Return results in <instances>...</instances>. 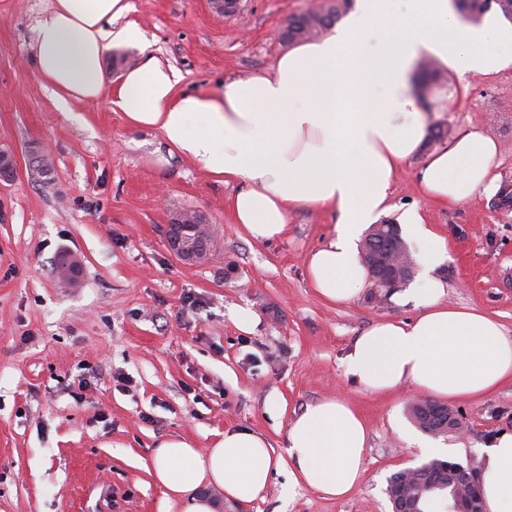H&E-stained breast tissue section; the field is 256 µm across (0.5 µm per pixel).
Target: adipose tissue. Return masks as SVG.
Masks as SVG:
<instances>
[{
    "label": "adipose tissue",
    "mask_w": 512,
    "mask_h": 512,
    "mask_svg": "<svg viewBox=\"0 0 512 512\" xmlns=\"http://www.w3.org/2000/svg\"><path fill=\"white\" fill-rule=\"evenodd\" d=\"M128 11L127 0H53L37 23L39 76L61 97H99L106 53L114 43L144 39L133 23L113 30ZM369 38L377 41L371 52L363 48ZM423 59L461 79L512 68V27L491 16L462 24L450 0H355L333 34L287 51L266 73L226 80L212 94H177L178 72L142 53L114 103L131 124L160 130L201 170L239 184L229 209L254 240L283 236L294 206L336 211L335 234L309 256L307 272L320 297L345 302L367 279L362 234L391 211L394 175L427 136L412 91ZM499 155L491 135L465 132L428 154L419 189L442 203L470 201L495 188ZM399 221L422 244L423 275L398 296L418 316L379 321L358 336L344 359L346 376L371 393L409 384L453 400L480 398L512 380V335L492 316L444 300L436 271L449 258L446 239L418 210H405ZM366 449L360 414L327 398L292 421L284 455L262 435L233 428L203 451L165 440L145 470L163 490L164 512H217L210 490L253 502L287 460L289 490L346 497L363 481ZM481 477L485 512H512V434L485 449Z\"/></svg>",
    "instance_id": "ef3b65f1"
}]
</instances>
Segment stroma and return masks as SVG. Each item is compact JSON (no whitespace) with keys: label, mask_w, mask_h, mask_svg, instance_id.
Instances as JSON below:
<instances>
[{"label":"stroma","mask_w":512,"mask_h":512,"mask_svg":"<svg viewBox=\"0 0 512 512\" xmlns=\"http://www.w3.org/2000/svg\"><path fill=\"white\" fill-rule=\"evenodd\" d=\"M113 22L140 26L149 49L181 75L182 93H211L224 80L269 70L290 49L276 37L291 15L323 0H242L236 14L212 0H128ZM51 0H0V151L17 176L0 183V512H161L162 490L142 467L165 440L212 447L225 429L247 427L282 449L307 405L339 397L369 431L366 473L344 499L297 489L273 473L263 499L223 512H392L389 477L426 462L424 438L407 417L422 399L404 385L370 393L344 373L352 341L383 319L408 321L413 306L372 287L352 300L321 299L309 255L334 234L338 215L295 209L283 237L259 242L232 223L237 187L199 170L152 128L129 123L113 103L120 73L141 49L113 48L104 91L61 107L36 72V22ZM416 92L430 126L472 129L500 144L502 186L512 188V68L458 79L440 73ZM48 155L50 178L32 154ZM418 154L398 169L394 213L418 209L446 237L438 269L444 300L496 317L512 334V203L488 192L443 205L422 196ZM204 215L207 260L181 261L166 226L178 211ZM78 270L62 283L57 260ZM250 310L255 322L234 320ZM465 426L438 437L479 467L484 448L512 434V380L478 400L451 403Z\"/></svg>","instance_id":"obj_1"}]
</instances>
